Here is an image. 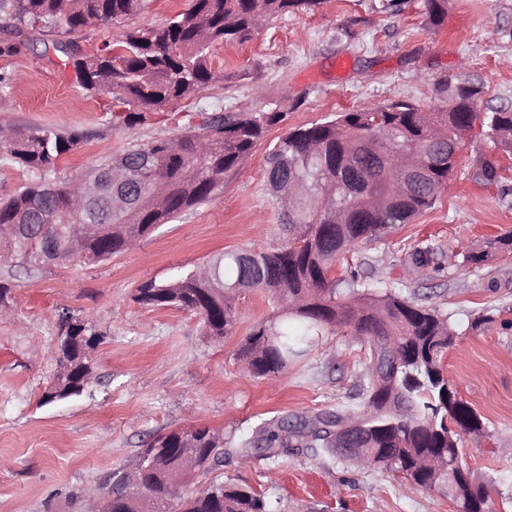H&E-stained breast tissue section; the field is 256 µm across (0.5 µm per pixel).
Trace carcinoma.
Segmentation results:
<instances>
[{"label": "carcinoma", "mask_w": 512, "mask_h": 512, "mask_svg": "<svg viewBox=\"0 0 512 512\" xmlns=\"http://www.w3.org/2000/svg\"><path fill=\"white\" fill-rule=\"evenodd\" d=\"M147 0H0V13L15 40L0 44L12 56L33 45L32 34L49 43L70 66L91 96H112L127 126L147 112H164L178 101L197 96L217 76L208 66L215 43L248 41L257 28L288 13L314 9L321 0H191L188 10L162 26L138 28L103 43L95 53L71 54L72 36L88 20L117 22L140 13ZM428 26L439 27L448 0H423ZM479 87L465 83L449 89L445 105L422 109L401 102L367 111L338 112L294 128L266 157V182L275 199L294 185L304 195L293 211L279 207V223L288 243L266 252L227 250L204 263L209 281L197 269L165 281L150 280L136 289L145 307H176L200 316L203 335L221 342L237 324L236 299L244 288L262 290L277 304L267 319L252 326L239 349L245 370L255 377L278 375L300 357L315 337L348 329L367 346L368 366L358 411L321 412L283 418L239 441L234 452L260 453L275 460L292 448H320L354 460L352 448L336 447L332 430L356 425L365 435L364 468L400 474L429 489L448 482L457 465L459 497L467 512H492L494 479L481 482L457 460L448 440L453 424L465 432L482 429L480 416L460 400L443 373L442 362L456 334L448 316L398 296L373 293L357 276L332 278L336 259L351 247L376 238L394 224H407L431 208L456 169L452 143L480 126L494 148L512 156V107L477 109ZM268 112H224L188 127L172 138L138 144L92 171L99 179L113 165L122 178L112 190L92 197L86 208L72 207L75 184L45 180L0 199V226L13 225L28 240L19 256L30 267L46 264L53 254L71 249L68 225L89 224L82 253L100 262L129 249L162 224L206 203L224 185V176L252 153L268 129L285 119ZM9 156L44 176L79 148L81 137L69 131L32 127L14 132L0 128ZM420 158L414 178L403 166L411 153ZM501 165L486 159L479 178L499 181ZM512 250V235L490 240L486 249L464 257L477 266L496 253ZM59 339L70 372H57L46 403L80 394L94 378L90 347L104 343L86 317L59 319ZM224 460V433L208 428L187 434L171 430L142 449L141 492L126 512H169L170 499L192 472H205ZM133 467L113 471L96 489L118 499L132 483ZM181 512H272L264 494L246 485L216 483L180 497Z\"/></svg>", "instance_id": "carcinoma-1"}]
</instances>
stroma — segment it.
<instances>
[{"instance_id": "1", "label": "stroma", "mask_w": 512, "mask_h": 512, "mask_svg": "<svg viewBox=\"0 0 512 512\" xmlns=\"http://www.w3.org/2000/svg\"><path fill=\"white\" fill-rule=\"evenodd\" d=\"M188 6L148 0L123 22L85 28L78 43L95 52L123 31L165 23ZM209 63L219 82L128 127L113 120L111 96H88L73 69L43 44L0 57V73L13 77L0 86V127L48 126L83 137L47 174L50 182L80 179L102 161L200 125L213 112H264L274 103L287 114L207 203L161 225L135 249L93 265L0 264V276L14 284L12 311L0 318V512H92L89 488L174 429H220L234 444L266 422L358 407L367 350L350 332H326L285 374L256 378L237 353L251 327L272 313L264 292L238 298L237 328L221 342L202 335L194 312L148 308L134 295L142 283L166 280L216 253L287 243L266 190L265 160L291 128L397 102L433 106L443 88L464 81L481 86L479 109L512 104V0H448L436 30L425 26L422 0H410L397 15L375 11L371 0H323L315 10L269 22L245 43L214 45ZM494 153L480 130L470 132L435 204L355 246L334 275L358 271L373 289L393 287L449 316L457 337L443 370L483 422L480 432L461 434L460 457L478 479L495 478L503 496L496 508L512 512V253L478 267L464 261L487 240L512 233V170L497 184L477 178ZM425 249L430 262L415 266L413 253ZM64 310L88 316L105 341L93 355L95 382L79 396L46 403ZM213 482L250 486L274 512H455L444 492L303 448L274 461L227 456L194 474L188 487Z\"/></svg>"}]
</instances>
